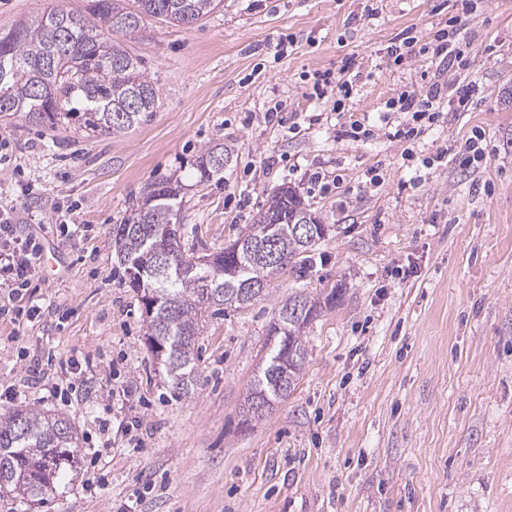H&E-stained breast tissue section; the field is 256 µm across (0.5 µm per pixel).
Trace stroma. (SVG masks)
Listing matches in <instances>:
<instances>
[{
  "label": "stroma",
  "instance_id": "obj_1",
  "mask_svg": "<svg viewBox=\"0 0 512 512\" xmlns=\"http://www.w3.org/2000/svg\"><path fill=\"white\" fill-rule=\"evenodd\" d=\"M444 5L222 0L188 30L149 17L129 47L160 92L151 121L87 138L0 120V206L44 255L37 318L0 317V408L69 416L82 448L45 500L5 494L0 512H512V0H478L467 23L460 47L480 86L468 110L444 112L410 163L379 131L386 101L433 68L426 55L390 65V39L430 32ZM87 6L0 0V29ZM348 59L362 77L346 109L377 129L365 140L339 138L331 102L310 95L313 74ZM277 104L272 126L263 114ZM476 128L488 144L479 168L423 165ZM218 143L223 178L195 183L201 150ZM373 168L382 180L368 189ZM316 171L340 188L311 190ZM169 175L188 186V250L223 248L284 185L329 227L303 275L283 272L268 300L209 321L200 382L182 400L153 371L112 243L113 225ZM301 285L324 301L306 363L290 396L245 429L273 301ZM60 360L85 365V391L55 395L72 380ZM122 414L143 419L139 437L100 435L99 420Z\"/></svg>",
  "mask_w": 512,
  "mask_h": 512
}]
</instances>
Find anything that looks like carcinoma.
<instances>
[{
  "label": "carcinoma",
  "mask_w": 512,
  "mask_h": 512,
  "mask_svg": "<svg viewBox=\"0 0 512 512\" xmlns=\"http://www.w3.org/2000/svg\"><path fill=\"white\" fill-rule=\"evenodd\" d=\"M222 0H138V10L124 0H92L89 12L75 14L52 8L0 30V119L55 128L75 120L86 137L121 135L152 119L159 89L142 59L112 39L119 33L135 39L146 17H162L191 28L214 12ZM229 158L221 144L202 150L196 178L207 183L224 173L214 156ZM183 187L178 179L161 178L118 224L112 241L128 287L141 294L145 317V345L155 371L174 395L195 394L199 374V336L210 317L224 313L248 282L268 283L287 267L312 258L328 225L310 224L312 236L291 223L308 205L290 186L268 200L253 223L237 234L234 244L210 254L194 256L181 246L177 214ZM174 237L173 254L160 261L154 244ZM275 251L280 266L264 261V250ZM318 315L319 298L295 291L275 302L266 361L248 385L242 404L243 424L251 428L265 411L249 413L256 402L267 408L287 397L297 385L307 357L303 326L290 319L295 310ZM81 454L75 424L48 411L15 407L0 414V494L42 500L66 468Z\"/></svg>",
  "instance_id": "cac0c4a2"
}]
</instances>
